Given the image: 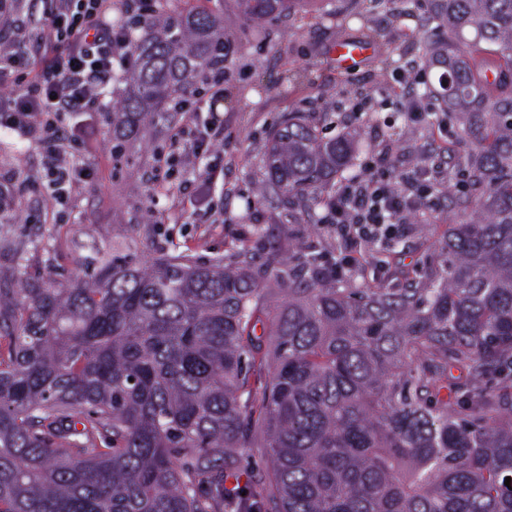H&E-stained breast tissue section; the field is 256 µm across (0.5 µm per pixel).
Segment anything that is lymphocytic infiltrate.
Here are the masks:
<instances>
[{"label": "lymphocytic infiltrate", "mask_w": 512, "mask_h": 512, "mask_svg": "<svg viewBox=\"0 0 512 512\" xmlns=\"http://www.w3.org/2000/svg\"><path fill=\"white\" fill-rule=\"evenodd\" d=\"M111 11L112 0H46L32 19L41 34L38 46L25 41L24 26L0 27V76H13L17 85L0 99V130L19 129L38 138L58 203L89 175L88 169L66 162L62 131L74 114L97 105L116 68L131 58V33L110 20ZM431 193L430 181L420 172L403 174L394 184L367 167L333 199L327 220L347 242H383L398 234Z\"/></svg>", "instance_id": "obj_1"}]
</instances>
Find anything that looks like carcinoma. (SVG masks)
<instances>
[{"label": "carcinoma", "mask_w": 512, "mask_h": 512, "mask_svg": "<svg viewBox=\"0 0 512 512\" xmlns=\"http://www.w3.org/2000/svg\"><path fill=\"white\" fill-rule=\"evenodd\" d=\"M301 2L234 8L258 23ZM426 6L448 82L418 97L478 144L436 266L348 288L286 237L209 262L97 255L65 288L18 273L0 287V512H512V0ZM135 27L118 147L224 64L212 11L162 4ZM354 141L288 113L261 194L331 199ZM245 448L267 466L230 488Z\"/></svg>", "instance_id": "cac0c4a2"}]
</instances>
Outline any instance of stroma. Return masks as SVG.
Wrapping results in <instances>:
<instances>
[{"instance_id":"35a3bbf8","label":"stroma","mask_w":512,"mask_h":512,"mask_svg":"<svg viewBox=\"0 0 512 512\" xmlns=\"http://www.w3.org/2000/svg\"><path fill=\"white\" fill-rule=\"evenodd\" d=\"M230 43L229 74L218 104L223 140L202 157L190 156L207 111H193L194 100H208L212 88L202 84L176 105V122L184 129L183 150L171 153L166 166L156 154L131 140L122 153L112 151V124L104 111L81 116L80 138L67 146V159L90 166V180L75 184L66 207L56 206L45 179L43 151L33 137L0 131V182L8 181L11 215L0 221V278L10 276L14 256L27 274L55 267L60 284L85 273L93 253L127 255L143 261L154 253L185 255L198 261L228 257L246 249L260 254L290 234L318 267L332 263L339 242L325 222L324 206L288 208L257 196L264 176L263 155L270 135L291 112L311 119L330 116L324 136L356 134L354 160L337 188H344L365 164H377L395 176L415 167L429 169L437 188L427 205L409 215L405 233L391 257L402 270L389 278L403 286L404 272L431 257L426 243L447 228V174L433 170L438 154L448 164L473 147L454 131L410 120L401 109L403 73L424 68L428 82L439 71L427 67L423 51L424 15L395 16L390 0H309L306 7L258 24H245L232 0L219 9ZM369 41L372 53L355 69L337 67L338 41ZM217 177L202 200L184 195L205 166ZM159 221L148 224L146 212ZM223 223H214L216 213Z\"/></svg>"}]
</instances>
